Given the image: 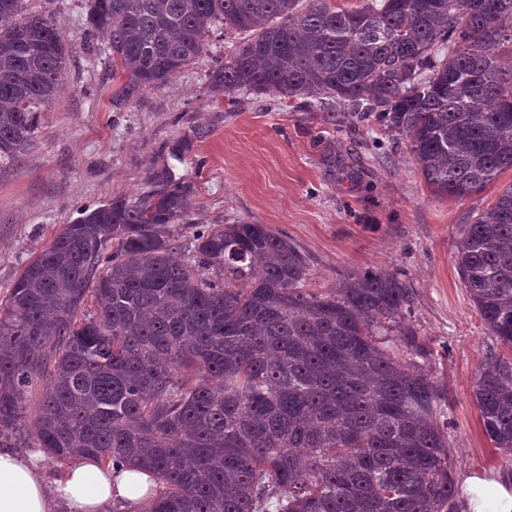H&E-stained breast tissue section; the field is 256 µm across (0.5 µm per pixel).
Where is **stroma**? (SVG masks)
<instances>
[{"instance_id": "obj_1", "label": "stroma", "mask_w": 512, "mask_h": 512, "mask_svg": "<svg viewBox=\"0 0 512 512\" xmlns=\"http://www.w3.org/2000/svg\"><path fill=\"white\" fill-rule=\"evenodd\" d=\"M24 5L59 22L68 60L44 125L0 182V302L59 225L83 207L141 192L168 167L196 191V209L178 227L183 239L225 222L268 225L305 257L316 291H335L368 268L399 273L412 292L400 324L426 349L420 366L449 391L454 482L512 469V456L485 437L474 403L478 365L495 339L455 261L464 224L512 184L511 169L479 194L448 199L431 192L407 139L376 114L271 94L228 103L208 81L235 41L220 26L207 52L169 84L113 111L112 59L106 38L86 28L84 0Z\"/></svg>"}]
</instances>
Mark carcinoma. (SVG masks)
Wrapping results in <instances>:
<instances>
[{
  "instance_id": "1",
  "label": "carcinoma",
  "mask_w": 512,
  "mask_h": 512,
  "mask_svg": "<svg viewBox=\"0 0 512 512\" xmlns=\"http://www.w3.org/2000/svg\"><path fill=\"white\" fill-rule=\"evenodd\" d=\"M23 2L0 0V181L67 65L57 21ZM217 23L245 34L209 75L230 102L375 112L450 198L512 169V0H86L112 107L169 83ZM195 207L166 168L61 225L0 304V439L140 468L161 487L144 512H459L445 390L414 334L381 338L410 307L404 280L368 269L314 292L266 224L200 230L187 248L174 227ZM456 261L496 341L474 402L512 454V184L464 226Z\"/></svg>"
}]
</instances>
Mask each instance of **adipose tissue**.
<instances>
[{
  "label": "adipose tissue",
  "mask_w": 512,
  "mask_h": 512,
  "mask_svg": "<svg viewBox=\"0 0 512 512\" xmlns=\"http://www.w3.org/2000/svg\"><path fill=\"white\" fill-rule=\"evenodd\" d=\"M468 512H512V484L495 475L467 477L462 484ZM159 491L150 474L104 466L76 457L54 483L45 479L41 449L20 453L0 448V512H105L108 505L141 507Z\"/></svg>",
  "instance_id": "ef3b65f1"
}]
</instances>
